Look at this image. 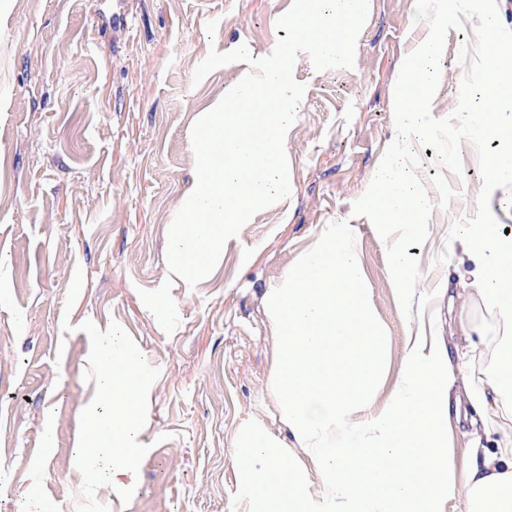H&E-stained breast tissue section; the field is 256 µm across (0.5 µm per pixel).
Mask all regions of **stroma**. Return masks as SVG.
Returning a JSON list of instances; mask_svg holds the SVG:
<instances>
[{"instance_id":"stroma-1","label":"stroma","mask_w":512,"mask_h":512,"mask_svg":"<svg viewBox=\"0 0 512 512\" xmlns=\"http://www.w3.org/2000/svg\"><path fill=\"white\" fill-rule=\"evenodd\" d=\"M292 0H10L0 22V512H37L51 500L75 512L79 417L95 392L86 382L90 340L80 326L117 321L159 375L142 434L149 450L135 493L111 512H248L234 466L245 427H260L292 453L269 394L279 348L266 296L327 225L351 224L386 332L387 384L409 338L449 320L493 327L479 298L449 304L439 284L456 276L454 218L473 214L478 155L462 146L459 196L435 209L414 255L420 281L404 317L387 273L386 245L353 216L396 136L394 85L405 57L427 37L415 0H369L354 66L316 71L299 54L306 91L288 134V199L260 210L224 247L208 278L172 287L180 325L168 334L140 290L169 276V227L196 180L191 129L243 69L235 62L194 82L210 48L272 53L276 21ZM216 21L215 36L205 24ZM449 31L433 115L458 104L463 44L475 20ZM449 259L436 265L441 252Z\"/></svg>"}]
</instances>
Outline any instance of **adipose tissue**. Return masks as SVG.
<instances>
[{"mask_svg":"<svg viewBox=\"0 0 512 512\" xmlns=\"http://www.w3.org/2000/svg\"><path fill=\"white\" fill-rule=\"evenodd\" d=\"M354 227L331 224L267 294L280 338L270 394L319 476L310 492L301 462L264 429H248L235 457L238 495L251 512H443L460 490L465 512H512V442L489 447V414L512 418V235L463 224L451 299L478 292L494 330L463 329L455 347L415 339L398 381L386 366ZM468 424V466L453 484L448 415Z\"/></svg>","mask_w":512,"mask_h":512,"instance_id":"1","label":"adipose tissue"}]
</instances>
